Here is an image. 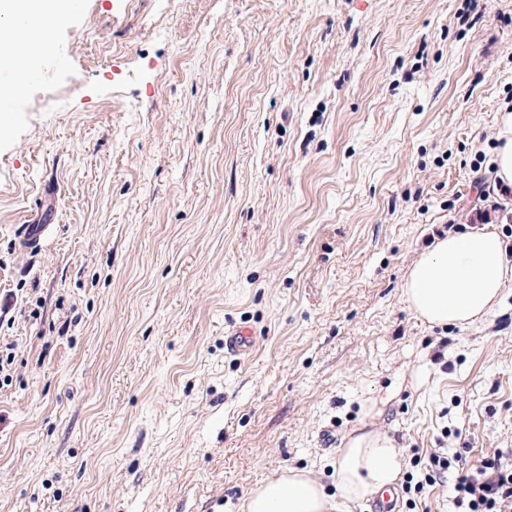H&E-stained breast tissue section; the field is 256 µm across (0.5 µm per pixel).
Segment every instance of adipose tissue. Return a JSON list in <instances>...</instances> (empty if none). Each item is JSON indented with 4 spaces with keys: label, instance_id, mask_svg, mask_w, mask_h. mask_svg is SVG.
I'll return each mask as SVG.
<instances>
[{
    "label": "adipose tissue",
    "instance_id": "adipose-tissue-1",
    "mask_svg": "<svg viewBox=\"0 0 512 512\" xmlns=\"http://www.w3.org/2000/svg\"><path fill=\"white\" fill-rule=\"evenodd\" d=\"M21 17L59 23L67 14L55 0H0V70L15 72L19 61L44 48L36 32L13 23ZM512 291V262L500 237L480 231L451 234L423 251L404 284L409 306L438 326H464L482 320ZM398 452L385 434L350 438L336 458V492L307 472L293 470L265 481L248 497L246 512H335L338 501H358L386 488L398 474Z\"/></svg>",
    "mask_w": 512,
    "mask_h": 512
}]
</instances>
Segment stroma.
Returning <instances> with one entry per match:
<instances>
[{
  "mask_svg": "<svg viewBox=\"0 0 512 512\" xmlns=\"http://www.w3.org/2000/svg\"><path fill=\"white\" fill-rule=\"evenodd\" d=\"M505 112L512 0H83L0 99V512L331 494L367 432L400 492L512 448V294L445 327L403 296L448 233L512 250V187L473 184ZM251 342L245 330L231 329L225 332L224 351L235 357H244L249 354Z\"/></svg>",
  "mask_w": 512,
  "mask_h": 512,
  "instance_id": "1",
  "label": "stroma"
}]
</instances>
